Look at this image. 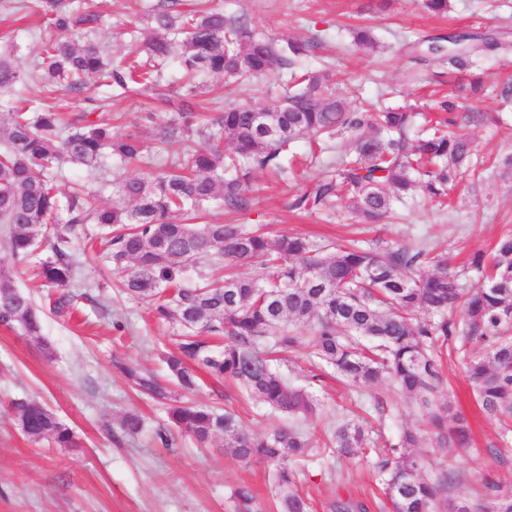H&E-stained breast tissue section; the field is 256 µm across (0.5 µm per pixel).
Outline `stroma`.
Here are the masks:
<instances>
[{
  "instance_id": "1",
  "label": "stroma",
  "mask_w": 512,
  "mask_h": 512,
  "mask_svg": "<svg viewBox=\"0 0 512 512\" xmlns=\"http://www.w3.org/2000/svg\"><path fill=\"white\" fill-rule=\"evenodd\" d=\"M103 22L99 38L113 57H122L133 28L147 24L146 13L162 8L166 0H99ZM226 16L246 17L278 43L300 38L313 47L304 63L329 64L337 81L348 82L354 102L379 106L413 104L430 112L443 96L454 98L456 132L476 145L477 174H467L448 190L447 206L420 199L396 217L377 224L355 223L349 201H340L335 216L317 211H291V196L303 192L312 176L322 171L313 165L306 173L282 182L264 171L250 174L247 208L237 212L213 209V221L224 224H263L272 235L299 234L322 242L377 239L414 249L425 248L448 258L451 270H462L478 251L490 250L499 236L512 231V176L492 169L506 152L512 153V52L491 54L474 66L449 72L437 57L412 53V44L451 31H498L512 38V0H450L447 14L426 12L420 0H216ZM370 28L375 50L358 47L353 33ZM11 34L15 60L28 66L40 51L45 28L16 21L5 0H0V35ZM483 78V91L470 83ZM283 73L246 84L227 76L206 78L201 104L210 113L227 105L255 108L274 105ZM118 134H134L153 143L166 116L134 99L113 102L104 112ZM119 172L105 159L96 175L63 167L61 191L71 181L85 180L89 203L112 195V180ZM119 276L101 261L85 263L67 289L80 295V310L60 317L47 309V287L34 273L19 281L42 308L43 337L36 340L19 330L0 325V512H237L233 490L242 483L255 493L256 512H276V490L265 465L243 463L217 438L209 447H197L189 436L171 429L166 404L139 394L117 370V363H133L165 376L160 358L171 348V326L152 321L144 303L118 292ZM464 354L449 347L442 358L443 384L431 401H452L473 429L470 448H437L429 409L406 398L393 387L357 389L327 373L314 383L315 414L288 418L266 414L264 406L235 383L204 377L195 403L223 407L240 417L254 432L285 425L308 432L316 443L299 466L298 491L311 501V512H335L337 499L364 502L368 512H381L388 501L382 476L374 462V445L396 442L407 429L422 440L428 457L427 472L447 466L460 478L461 489L482 480L512 492V433L504 434L495 419L479 408L464 373ZM29 397L46 404L82 440L78 448H56L34 443L13 425V399ZM144 418L135 437L123 434L119 419L127 411ZM371 426V445L359 455L344 456L324 447L327 434L354 417ZM170 433L169 446L156 441L157 430ZM501 456H494V449Z\"/></svg>"
}]
</instances>
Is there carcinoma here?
<instances>
[{
    "label": "carcinoma",
    "mask_w": 512,
    "mask_h": 512,
    "mask_svg": "<svg viewBox=\"0 0 512 512\" xmlns=\"http://www.w3.org/2000/svg\"><path fill=\"white\" fill-rule=\"evenodd\" d=\"M177 2L149 11L150 25L135 39L136 50L115 64L109 47L95 37L101 20L96 0H16L14 11L46 19L53 36L28 69L12 60L15 46L6 47L1 90L32 83L43 91H80L93 79L106 92L102 104L114 96H146L175 108L177 120L161 126L159 143L182 149L164 168L147 166L138 136L120 137L86 113L63 128L58 113L37 96L22 97L1 114L0 224L7 226L13 264L0 266V324L41 336V311L17 284L20 267L45 246L50 255L40 265L41 276L52 287L67 286L82 264L73 240L80 226L96 224L102 258L122 273V292L146 302L155 319L177 330L165 363L183 392L200 387L203 370L238 383L276 412L307 416L315 411L313 396L272 368L275 355L306 345L315 368L331 367L358 387L387 382L423 400L441 381L439 357L451 342L480 347L464 362L477 401L488 416L512 421V232L500 236L490 258L474 256L471 266L484 282L466 289L445 259L422 248L353 242L329 249L298 235L272 238L264 224L205 219L218 202L245 207L253 169L288 179V153L299 139H309L313 159L333 150L339 159L292 196L288 209L329 213L344 197L361 223L391 216L420 192L446 197L448 186L470 168L473 142L448 130L446 119L417 127L418 113L406 105L352 107L326 67L302 73L285 92L288 111L267 108L263 126L250 106L227 107L206 122L195 108L203 77L250 79L276 67L292 70L308 56L310 44L288 40L280 46L248 19L224 16L210 0L190 10ZM500 46L493 38L466 34L433 38L427 52L461 71ZM174 58L183 90L176 102L164 73ZM339 136L344 142L337 147L332 139ZM107 154L138 173L113 179L112 198L93 205L81 184L62 195L54 164L93 171ZM203 256L212 272L185 280ZM237 265L252 266L253 274L231 273ZM424 266L431 270L421 271ZM420 310L428 318L418 317ZM118 368L140 392L171 399L169 387L153 374L125 364ZM12 407L30 441L79 446L73 429L41 402L17 399ZM169 421L201 446L222 436L236 458L270 466L280 512H310L309 499L296 489L295 463L312 447L305 432L276 426L248 433L232 411L177 400ZM431 422L437 441L450 448L472 441L468 420L449 401L431 412ZM143 427L136 412L121 420L122 431L132 437ZM367 441L364 428L351 422L339 425L330 439L345 456L357 455ZM391 452L376 466L386 475L392 512H512V493L494 483L485 484L480 497L449 495L457 473L425 474L420 439L409 430Z\"/></svg>",
    "instance_id": "1"
}]
</instances>
